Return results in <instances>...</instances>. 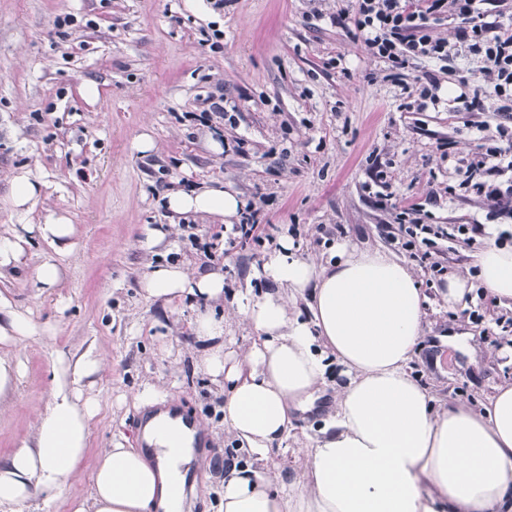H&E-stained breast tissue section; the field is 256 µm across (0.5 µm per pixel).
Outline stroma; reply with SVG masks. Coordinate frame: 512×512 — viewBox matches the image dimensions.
<instances>
[{
    "label": "stroma",
    "instance_id": "stroma-1",
    "mask_svg": "<svg viewBox=\"0 0 512 512\" xmlns=\"http://www.w3.org/2000/svg\"><path fill=\"white\" fill-rule=\"evenodd\" d=\"M354 0H224L223 9L189 0H0V226L17 223L5 205L10 179L30 171L40 185L30 224L50 214L68 219L73 253L58 283L30 278L49 245L30 235L23 266L0 276V294L43 326V338L0 342V358L22 375L0 394V462L34 431V415L55 380L73 382V365L91 351L112 369L83 378L99 412L89 457L121 442L135 448L141 411L133 394L146 381L163 386L184 413L208 422L207 469L198 471L186 512H216L225 459L224 397L196 367L190 307L140 294L144 275L166 259L221 268L224 287H239L271 244H228L220 220L173 222L167 191L216 183L253 202L269 234L289 233L303 255H328L331 239L389 248L383 225L394 210L421 205L425 224L484 223L483 243L499 237L483 200L448 197L440 154L475 152L465 113L447 103L401 109L400 84L362 39L331 15ZM72 15L73 25L57 20ZM98 94L86 97L85 85ZM223 96L224 118L198 117L208 97ZM224 133L223 148L210 142ZM149 136L151 151L138 150ZM383 182H375L376 170ZM389 196L387 209L378 195ZM171 225L157 246L136 247L145 226ZM211 244L213 259L201 246ZM413 270L430 299L412 372L440 401L476 402L512 383V353L502 348L512 309L475 285L466 309L451 312L436 295L439 280ZM501 348L489 356L490 348Z\"/></svg>",
    "mask_w": 512,
    "mask_h": 512
}]
</instances>
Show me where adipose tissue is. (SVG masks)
<instances>
[{
    "label": "adipose tissue",
    "mask_w": 512,
    "mask_h": 512,
    "mask_svg": "<svg viewBox=\"0 0 512 512\" xmlns=\"http://www.w3.org/2000/svg\"><path fill=\"white\" fill-rule=\"evenodd\" d=\"M164 205L222 220L245 207L216 186L170 192ZM41 233L54 253L34 282L48 288L72 247L63 219H49ZM477 267L472 278L447 276L440 293L449 309L465 308L477 281L512 308V246L489 244ZM141 292L197 310L201 364L223 394L224 427L246 454L224 471L218 512H512V383L477 408L437 403L412 375L427 298L390 253L342 242L319 261L285 238L233 291L220 270L197 274L164 261ZM237 319L254 333L243 347L230 335ZM323 387L334 392L333 408L297 437L292 409ZM96 413L81 391L55 389L33 437L0 463V508L24 512L32 499L56 498L86 458ZM144 439L150 451L99 450L90 495L72 512H183L193 431L164 412L147 422ZM289 453L303 455L302 467L282 465Z\"/></svg>",
    "instance_id": "obj_1"
}]
</instances>
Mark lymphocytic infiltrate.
<instances>
[{
	"label": "lymphocytic infiltrate",
	"mask_w": 512,
	"mask_h": 512,
	"mask_svg": "<svg viewBox=\"0 0 512 512\" xmlns=\"http://www.w3.org/2000/svg\"><path fill=\"white\" fill-rule=\"evenodd\" d=\"M351 17L355 35L364 39L371 57L389 70H404L418 61L451 63L460 56L477 63L498 106L492 121H466L479 143L469 159L449 157L448 171L459 185L488 203L487 220H512V0H356ZM455 21L452 37L436 33L441 18ZM418 205L396 210L392 241L406 252L425 245L424 259L433 275L444 268L431 254L437 240L454 237L475 245L481 228L424 224Z\"/></svg>",
	"instance_id": "1"
}]
</instances>
